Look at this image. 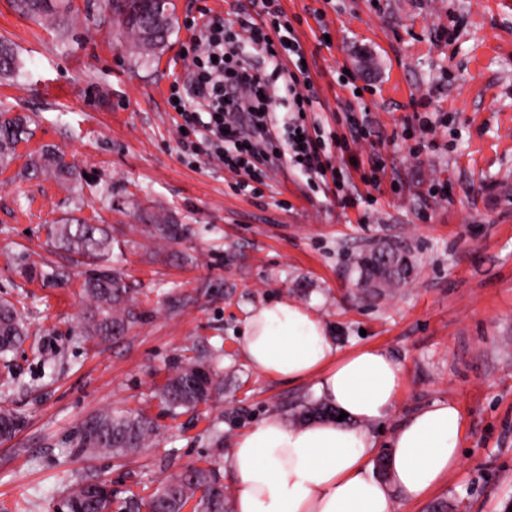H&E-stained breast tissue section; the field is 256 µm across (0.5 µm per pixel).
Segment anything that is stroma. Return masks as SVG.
<instances>
[{"mask_svg": "<svg viewBox=\"0 0 512 512\" xmlns=\"http://www.w3.org/2000/svg\"><path fill=\"white\" fill-rule=\"evenodd\" d=\"M172 2L165 47L139 58L104 0H73L63 32L0 0V37L21 62L0 79V112L38 121L0 167V300L15 303L28 329L0 356V406L23 420L0 441V512H57L94 475L112 484L107 512H128L172 474L222 467L232 441L269 413L291 418L316 399L313 382L271 379L242 350L249 315L284 299L314 310L339 354L379 347L402 363L394 417L373 428L379 454L414 410L461 408L459 468L420 500L396 499L394 512L439 502L448 512H512V0H279L306 49L315 119L341 135L346 115L371 121L354 158H333L345 193L374 198L348 208L289 163L256 195L239 193L223 167L194 163L168 104L191 25L210 13L235 28L254 7ZM343 65L355 88L338 84ZM422 100L436 121L424 133ZM419 140L426 148L410 156ZM47 144L84 180L20 179ZM66 217L105 225L132 290L138 318L111 341L81 334L89 263L45 250L50 224ZM160 220L178 225L177 238L155 236ZM384 244L412 257L414 279L360 289V257ZM26 261L59 266L63 284L26 278ZM193 358L223 393L171 415L157 392ZM113 409L147 413L159 436L137 456L84 455L82 426Z\"/></svg>", "mask_w": 512, "mask_h": 512, "instance_id": "stroma-1", "label": "stroma"}]
</instances>
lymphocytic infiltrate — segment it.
I'll return each instance as SVG.
<instances>
[{
  "mask_svg": "<svg viewBox=\"0 0 512 512\" xmlns=\"http://www.w3.org/2000/svg\"><path fill=\"white\" fill-rule=\"evenodd\" d=\"M260 19L241 22L239 31L225 32L224 19L214 15L203 21L193 38L190 68L182 81L184 101L174 110L186 134H201L212 150L209 160L237 175L239 191L262 181L268 167L282 160L325 174L331 167L335 133L310 132L306 111L312 108L313 85L306 80L305 51L294 27L266 22L270 0H257ZM263 45L274 66H294L280 98L269 95L267 74L247 66L246 44ZM287 108L281 132L270 130L273 105Z\"/></svg>",
  "mask_w": 512,
  "mask_h": 512,
  "instance_id": "obj_1",
  "label": "lymphocytic infiltrate"
}]
</instances>
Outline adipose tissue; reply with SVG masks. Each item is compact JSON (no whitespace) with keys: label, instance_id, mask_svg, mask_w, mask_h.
Returning <instances> with one entry per match:
<instances>
[{"label":"adipose tissue","instance_id":"adipose-tissue-1","mask_svg":"<svg viewBox=\"0 0 512 512\" xmlns=\"http://www.w3.org/2000/svg\"><path fill=\"white\" fill-rule=\"evenodd\" d=\"M243 352L269 378L313 381L344 418L294 425L271 413L248 427L225 461L231 512H393L395 497L419 500L458 468L462 415L436 402L399 421L386 473L376 475L372 427L392 414L404 368L377 347L337 355L312 309L288 300L258 309L245 324Z\"/></svg>","mask_w":512,"mask_h":512}]
</instances>
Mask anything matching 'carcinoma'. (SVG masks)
<instances>
[{"mask_svg": "<svg viewBox=\"0 0 512 512\" xmlns=\"http://www.w3.org/2000/svg\"><path fill=\"white\" fill-rule=\"evenodd\" d=\"M15 11L27 17L42 19L52 24L61 22L71 12V0H12ZM112 18L120 28V35L130 49L140 56H150L166 43L171 24L170 0H112ZM17 60L11 44L0 40V76L15 72ZM31 118L0 113V164L8 165L19 143L31 135ZM42 174L64 181H74L79 170L66 161L65 154L45 148L32 155L24 172ZM49 243L76 255L97 260L96 268L88 272L84 292L92 311L83 323L86 336L106 341L123 333L136 320V313L129 304V289L118 271L112 268V240L105 228L98 224H54L49 233ZM390 266L383 277L384 287L394 288L408 282L415 272L412 259L402 253L379 248L360 258L367 277H374L384 265ZM27 336L15 306L0 302V355L23 343ZM204 364L198 361L185 364L159 389L161 402L170 409L190 410L208 402V392L218 393L221 381L216 374H208L206 384H201L200 374ZM21 419L14 410L0 406V431L11 436L20 426ZM155 421L142 412L106 411L83 425L79 448L98 456H122L146 447L156 436ZM222 486L218 473L209 467L187 469L160 483L152 492L149 512H182L194 499L198 486ZM112 498L105 497L89 502L78 491L65 500L66 512H105ZM194 512H225L224 492L210 499H199Z\"/></svg>", "mask_w": 512, "mask_h": 512, "instance_id": "1", "label": "carcinoma"}]
</instances>
